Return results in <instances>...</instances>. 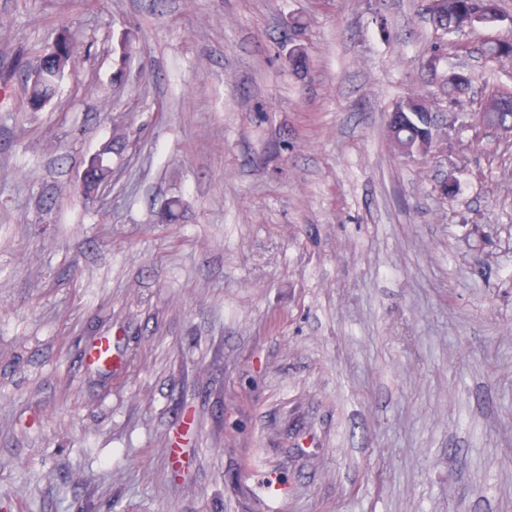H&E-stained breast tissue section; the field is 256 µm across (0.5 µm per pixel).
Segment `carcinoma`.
<instances>
[{
    "instance_id": "obj_1",
    "label": "carcinoma",
    "mask_w": 512,
    "mask_h": 512,
    "mask_svg": "<svg viewBox=\"0 0 512 512\" xmlns=\"http://www.w3.org/2000/svg\"><path fill=\"white\" fill-rule=\"evenodd\" d=\"M424 9L429 20L442 35H453L477 23L496 25L506 20L497 0H425ZM75 43L66 31L60 33L54 43L43 49L36 58L40 78L25 80L24 88L28 106L33 111L45 107L53 98L72 62ZM486 53L492 59L512 62V35L490 43ZM288 65L303 72L308 69V54L302 44H296L288 56ZM470 77L462 72L451 71L443 76L441 95L453 100L462 89L468 87ZM437 110L436 100H428L419 94H410L400 100L389 117L387 133L395 151L401 156L415 153L427 154L434 143L448 138V133L437 125L432 112ZM453 123L463 129L476 124L496 134H512V88L491 91L480 104L478 111L456 112ZM126 134L113 136L112 144L103 148L87 165L83 176V190L88 196L95 194L103 183L110 182L111 168L105 163L104 155L123 146Z\"/></svg>"
}]
</instances>
